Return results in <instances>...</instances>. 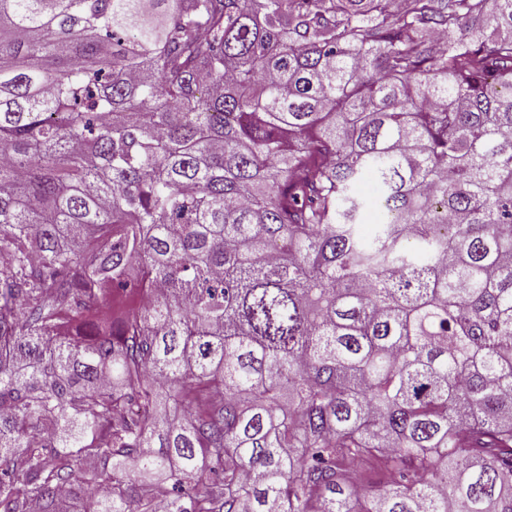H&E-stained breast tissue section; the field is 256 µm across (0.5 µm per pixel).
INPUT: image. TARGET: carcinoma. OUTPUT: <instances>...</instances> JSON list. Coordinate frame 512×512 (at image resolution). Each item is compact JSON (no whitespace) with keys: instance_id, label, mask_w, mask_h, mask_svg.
Segmentation results:
<instances>
[{"instance_id":"1","label":"carcinoma","mask_w":512,"mask_h":512,"mask_svg":"<svg viewBox=\"0 0 512 512\" xmlns=\"http://www.w3.org/2000/svg\"><path fill=\"white\" fill-rule=\"evenodd\" d=\"M0 247V512H512V0H0Z\"/></svg>"}]
</instances>
